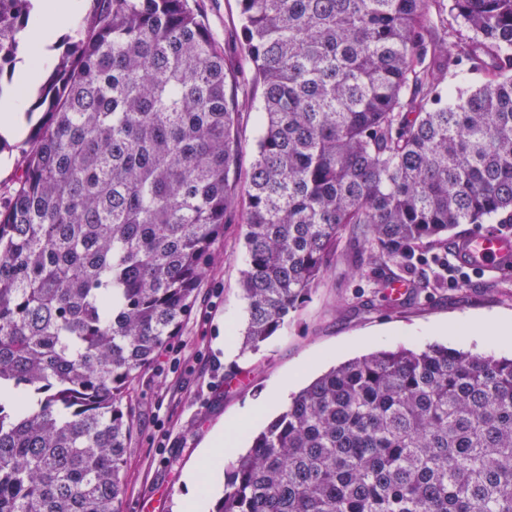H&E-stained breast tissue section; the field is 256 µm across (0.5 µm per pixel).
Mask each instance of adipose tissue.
Instances as JSON below:
<instances>
[{
    "mask_svg": "<svg viewBox=\"0 0 512 512\" xmlns=\"http://www.w3.org/2000/svg\"><path fill=\"white\" fill-rule=\"evenodd\" d=\"M80 9V0H37L36 22L30 30V40L42 44L57 37L68 28ZM244 432L241 423L233 422L215 431L208 445L200 451V463L186 478L188 494L184 499L185 512H209L215 488V470L219 462L239 447Z\"/></svg>",
    "mask_w": 512,
    "mask_h": 512,
    "instance_id": "adipose-tissue-1",
    "label": "adipose tissue"
}]
</instances>
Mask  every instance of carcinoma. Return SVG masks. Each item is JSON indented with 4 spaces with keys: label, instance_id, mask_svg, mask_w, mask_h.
I'll return each instance as SVG.
<instances>
[{
    "label": "carcinoma",
    "instance_id": "carcinoma-1",
    "mask_svg": "<svg viewBox=\"0 0 512 512\" xmlns=\"http://www.w3.org/2000/svg\"><path fill=\"white\" fill-rule=\"evenodd\" d=\"M34 2L0 0V96ZM238 4L229 59L199 0H90L37 88L48 119L0 198V385L35 399L0 400V512H120L129 390L191 315L241 180L244 352L348 234L386 285L460 224L512 223V0ZM224 476L214 512H512V358L346 361Z\"/></svg>",
    "mask_w": 512,
    "mask_h": 512
}]
</instances>
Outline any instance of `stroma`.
<instances>
[{
	"label": "stroma",
	"mask_w": 512,
	"mask_h": 512,
	"mask_svg": "<svg viewBox=\"0 0 512 512\" xmlns=\"http://www.w3.org/2000/svg\"><path fill=\"white\" fill-rule=\"evenodd\" d=\"M220 44L241 39L238 0H202ZM219 260L204 278L177 341L175 364L152 367L133 384L136 437L127 456L120 512H180L186 472L215 429L240 419L270 383L298 373L297 387L334 365L373 350L463 347L476 354L512 355L462 336L457 325L512 320V276L500 280L469 269L441 271L443 246L424 247L407 270L421 282L412 301L393 300L362 247L342 243L336 262L309 301L255 353L236 335L246 319L240 295L245 244L240 220L225 224Z\"/></svg>",
	"instance_id": "35a3bbf8"
}]
</instances>
